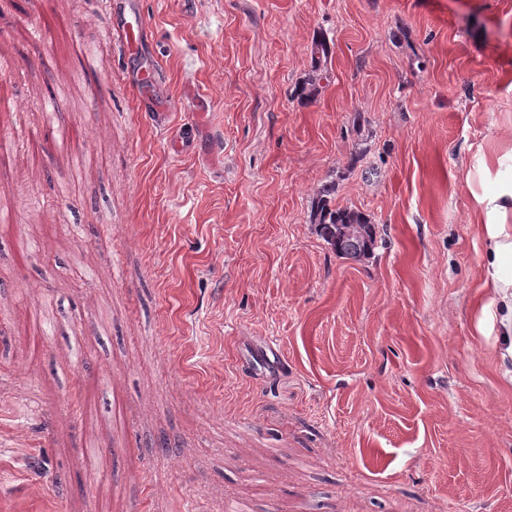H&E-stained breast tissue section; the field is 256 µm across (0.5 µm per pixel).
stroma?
Here are the masks:
<instances>
[{
  "mask_svg": "<svg viewBox=\"0 0 512 512\" xmlns=\"http://www.w3.org/2000/svg\"><path fill=\"white\" fill-rule=\"evenodd\" d=\"M122 7L0 0V512H512V311L481 204L512 183V0ZM317 34L331 81L302 105ZM87 49L55 114L92 159L75 177L42 94ZM327 182L375 226L362 260L316 230ZM23 224L45 234L25 257ZM119 37L127 51L135 53L141 48L144 39L147 40L148 34L141 21H136L135 24L125 21L119 29Z\"/></svg>",
  "mask_w": 512,
  "mask_h": 512,
  "instance_id": "obj_1",
  "label": "stroma"
}]
</instances>
